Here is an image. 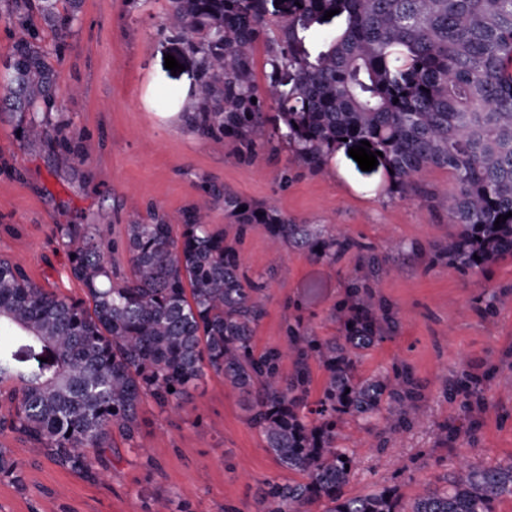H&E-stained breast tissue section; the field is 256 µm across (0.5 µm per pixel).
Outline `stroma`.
Returning <instances> with one entry per match:
<instances>
[{
    "mask_svg": "<svg viewBox=\"0 0 512 512\" xmlns=\"http://www.w3.org/2000/svg\"><path fill=\"white\" fill-rule=\"evenodd\" d=\"M59 54L61 104L50 121L67 125L83 161L72 170L55 167L14 123L0 121V257L22 264L44 288L78 299L83 287L70 274L62 228L90 225L108 245L149 206L174 224L186 208L198 207L206 223L237 241L247 275L270 277L255 332L264 348L280 344L286 324L298 320L317 335H338L329 314L356 257L328 265L275 248L262 225L240 232L223 207L208 203L202 181L275 206L297 223L342 230L377 252L391 250L398 263L375 291L397 311L399 331L369 351L359 371L403 362L423 387L427 415L425 424L384 444L347 427L355 458L347 493L398 484L409 495L444 473L512 458V388L501 385L512 379L511 258L476 276L434 263V248L455 231L447 213L393 194L385 166L361 170L349 144L337 145L313 173L285 144L276 155L241 162L230 141L188 132L182 113L198 95L194 59L167 20L165 0H84L81 21ZM168 54L182 72L165 68ZM492 366L500 382L487 393L488 407L474 410L471 438L442 443L438 426L458 425L462 417L445 395L448 380ZM141 416L138 448L114 438L92 481L34 455L17 435H1L23 466L25 486L0 478V512H153L156 499L171 493L188 512H262L263 481L289 477L223 377L207 374L184 409L162 411L148 401Z\"/></svg>",
    "mask_w": 512,
    "mask_h": 512,
    "instance_id": "35a3bbf8",
    "label": "stroma"
}]
</instances>
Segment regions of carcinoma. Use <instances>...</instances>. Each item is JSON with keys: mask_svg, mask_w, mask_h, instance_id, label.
Masks as SVG:
<instances>
[{"mask_svg": "<svg viewBox=\"0 0 512 512\" xmlns=\"http://www.w3.org/2000/svg\"><path fill=\"white\" fill-rule=\"evenodd\" d=\"M292 2L298 6L288 22L272 29L261 0H166L197 62L201 97L186 112L190 132L233 142L244 161L285 142L312 172L323 169L341 139L368 141L393 170L392 192L448 210L456 232L434 250V262L476 273L512 257V217L494 226L512 212V0ZM82 4L0 0V19L14 27L0 112L17 118L28 144L46 147L63 164L80 159V151L63 130L49 133L58 88L40 31L66 41ZM334 9L345 26L323 36L313 56L305 40ZM261 39L277 104L272 116L253 73ZM282 69L293 75L286 87L277 82ZM431 167L454 178L446 200L420 179ZM202 188L242 231L260 224L275 244L329 264L357 254L347 295L330 312L340 334L317 336L297 321L286 325L282 344L257 347L268 281L247 276L237 247L193 209L177 226L155 207L126 225L112 243V251L129 255L126 272L111 265L93 233L73 226L71 273L85 288L83 299L49 291L21 264L0 258V337L21 334L32 354L19 360L0 348V434H16L34 453L93 480L112 434L135 447L145 401L182 408L211 371L246 397L249 422L266 448L299 476L263 482L260 503L268 512H495L496 502L512 497L511 459L462 468L409 498L398 485L347 495L354 460L339 440L348 421L363 423L383 444L424 420L423 396L406 366L357 370L358 359L398 326L374 291L389 255L210 181ZM314 363L324 379L311 404ZM492 379L463 370L448 381V400L467 414L486 400ZM0 477L23 486L21 465L1 444Z\"/></svg>", "mask_w": 512, "mask_h": 512, "instance_id": "1", "label": "carcinoma"}]
</instances>
